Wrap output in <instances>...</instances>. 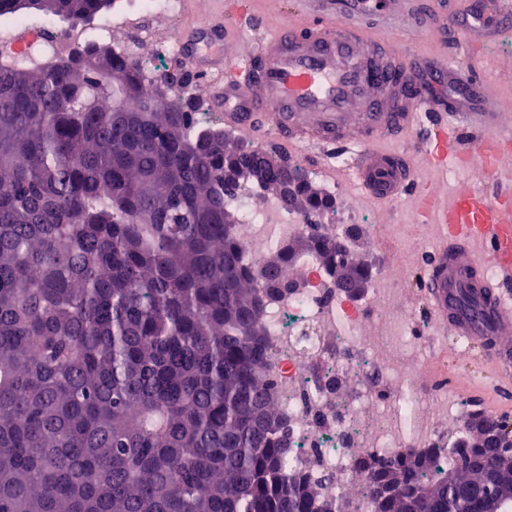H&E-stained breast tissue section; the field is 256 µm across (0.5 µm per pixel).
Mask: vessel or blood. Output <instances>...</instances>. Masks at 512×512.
Wrapping results in <instances>:
<instances>
[{
    "mask_svg": "<svg viewBox=\"0 0 512 512\" xmlns=\"http://www.w3.org/2000/svg\"><path fill=\"white\" fill-rule=\"evenodd\" d=\"M412 0H296L287 21L249 56L238 57L237 35L207 24L182 36L195 71L207 76L212 103L224 122L251 133L270 122L287 149L308 146L352 151L351 167L336 176L353 183L367 201L385 205L410 199L439 239L426 263L421 293L441 330L466 343L477 362L494 365L502 389L512 388V181L503 180L487 157L498 151L504 114L485 85L465 67L440 61L433 81L447 83L458 99L442 112L421 95L418 56L395 52L391 39L372 36L368 17L410 14ZM512 25V0H488L449 32L477 43ZM423 139L431 148L421 163L400 153L396 142ZM481 168L489 189L439 200L423 193L428 175L439 174L449 153ZM494 268L487 277L486 268Z\"/></svg>",
    "mask_w": 512,
    "mask_h": 512,
    "instance_id": "1",
    "label": "vessel or blood"
}]
</instances>
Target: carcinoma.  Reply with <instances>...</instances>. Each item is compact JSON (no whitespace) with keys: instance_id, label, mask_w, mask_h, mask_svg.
I'll list each match as a JSON object with an SVG mask.
<instances>
[{"instance_id":"cac0c4a2","label":"carcinoma","mask_w":512,"mask_h":512,"mask_svg":"<svg viewBox=\"0 0 512 512\" xmlns=\"http://www.w3.org/2000/svg\"><path fill=\"white\" fill-rule=\"evenodd\" d=\"M27 12L74 26L108 10L0 0V17ZM142 66L97 43L0 63V512H345L283 467L255 283L280 292L306 252L333 279L369 266L315 227L245 262L227 204L242 185L305 218L332 196L214 136ZM484 428L498 439L363 459L356 481L377 512H512V429Z\"/></svg>"}]
</instances>
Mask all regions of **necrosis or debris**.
Returning a JSON list of instances; mask_svg holds the SVG:
<instances>
[{"mask_svg": "<svg viewBox=\"0 0 512 512\" xmlns=\"http://www.w3.org/2000/svg\"><path fill=\"white\" fill-rule=\"evenodd\" d=\"M187 0H136L132 10L99 18L95 27H60L55 19L14 16L0 20V60L67 58L96 36L143 20L170 22ZM238 215L244 257L254 261L308 230L303 218L276 198L247 189L230 200ZM380 237L396 241L413 261L426 253L430 224H380ZM296 288L265 301L268 372L284 423L288 471H305L347 512H367L351 497L352 466L364 452L447 445L460 408L437 387L432 353L438 337L423 336L403 304L405 286L391 271L378 272L364 301L331 288L312 254L300 260Z\"/></svg>", "mask_w": 512, "mask_h": 512, "instance_id": "4bbe7bcc", "label": "necrosis or debris"}]
</instances>
